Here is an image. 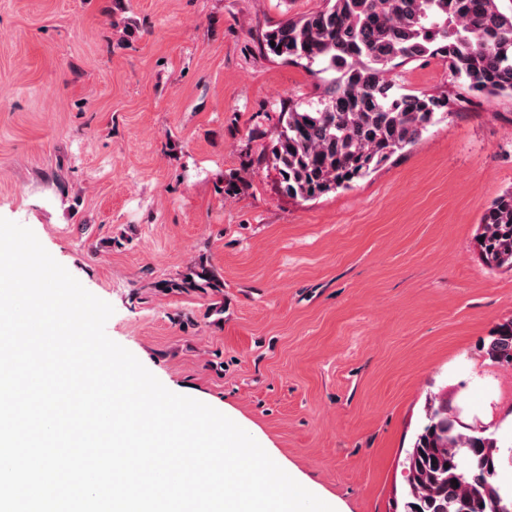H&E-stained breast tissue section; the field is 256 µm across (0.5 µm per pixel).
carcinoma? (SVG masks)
I'll return each instance as SVG.
<instances>
[{
  "label": "carcinoma",
  "instance_id": "cac0c4a2",
  "mask_svg": "<svg viewBox=\"0 0 512 512\" xmlns=\"http://www.w3.org/2000/svg\"><path fill=\"white\" fill-rule=\"evenodd\" d=\"M261 45L276 58L305 62L323 87L317 101L288 105L271 147L283 192L303 201L369 176L448 111L447 95L405 88L396 68L438 57L471 90L512 94V9L500 0H323L317 11L266 31ZM479 236L482 262L512 270V190L485 209ZM159 288L219 292L224 281L200 256ZM486 354L512 366V321L493 331ZM500 463L489 427L469 425L447 400L430 399L405 459V512H512Z\"/></svg>",
  "mask_w": 512,
  "mask_h": 512
}]
</instances>
